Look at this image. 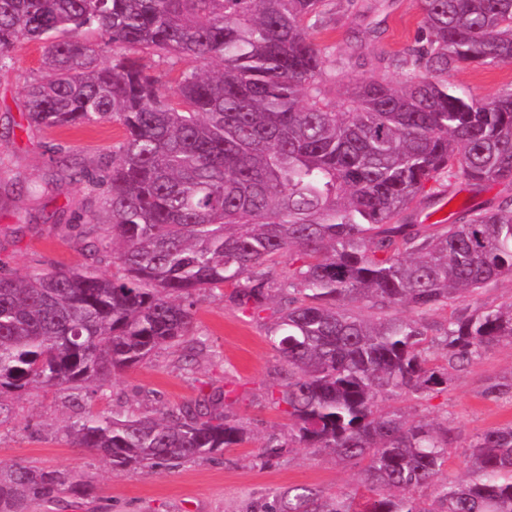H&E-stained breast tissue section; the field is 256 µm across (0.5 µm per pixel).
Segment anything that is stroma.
I'll return each mask as SVG.
<instances>
[{
  "mask_svg": "<svg viewBox=\"0 0 512 512\" xmlns=\"http://www.w3.org/2000/svg\"><path fill=\"white\" fill-rule=\"evenodd\" d=\"M333 24L315 29L319 47L345 63L349 77L377 75L376 61L416 44L423 15L420 0H377L356 15L352 0H332ZM13 67L0 72V267L22 275L32 269H71L84 264L97 242L79 219L100 207V192L78 179L98 168L122 138L114 123L45 131L29 127L25 86L43 75L42 50L30 41L11 50ZM449 84L478 99L512 91V63L449 72ZM443 209H416L422 224H448L476 203L497 202L502 188L458 186ZM54 222H45V214ZM193 343L163 348L147 362L84 386L80 406L69 391L34 388L0 398V468L35 465L70 472L89 483L91 496L62 490L30 512H264L275 492L308 486L324 495L361 490L360 468L288 440L289 420L279 401L282 360L267 338L269 312L250 317L220 292L200 296L193 309ZM512 376V342L499 343L453 376L447 392L426 400L396 395L400 408L446 428L450 447L469 445L490 428L512 424V397H486L494 379ZM223 394L221 409L249 434L240 446L211 460L173 468L115 470L94 450L79 447L70 426L88 411L100 414L163 412ZM280 443L267 454L268 442Z\"/></svg>",
  "mask_w": 512,
  "mask_h": 512,
  "instance_id": "obj_1",
  "label": "stroma"
}]
</instances>
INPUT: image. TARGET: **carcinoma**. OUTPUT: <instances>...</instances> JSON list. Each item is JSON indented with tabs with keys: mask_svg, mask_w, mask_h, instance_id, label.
I'll return each mask as SVG.
<instances>
[{
	"mask_svg": "<svg viewBox=\"0 0 512 512\" xmlns=\"http://www.w3.org/2000/svg\"><path fill=\"white\" fill-rule=\"evenodd\" d=\"M426 36L390 59L394 84L348 81L342 105L323 91L326 53L310 30L332 21L327 0H0V71L35 41L45 74L25 87L28 124L59 129L115 122L123 138L100 171L105 225L85 265L19 277L0 269V395L77 389L192 335L195 298L258 316L279 296L268 336L283 361L281 401L295 439L363 465L364 512H512V425L461 452L469 479H448V430L380 406L425 399L490 346L512 342V302L467 298L512 274V195L467 207L430 230L409 210L466 187H512V93L477 100L448 84L464 65L512 63V0H421ZM112 61H103L104 49ZM193 58L175 85L136 55ZM290 256L288 274L273 277ZM118 265L107 277L100 265ZM359 304L379 316L350 309ZM412 316L387 314L395 307ZM450 308L445 325L428 316ZM447 365H431L434 351ZM512 394L495 380L487 397ZM204 397L159 415L87 413L76 442L112 466L213 459L246 432ZM66 472H0V512H28ZM265 512H355L351 498L306 486Z\"/></svg>",
	"mask_w": 512,
	"mask_h": 512,
	"instance_id": "obj_1",
	"label": "carcinoma"
}]
</instances>
